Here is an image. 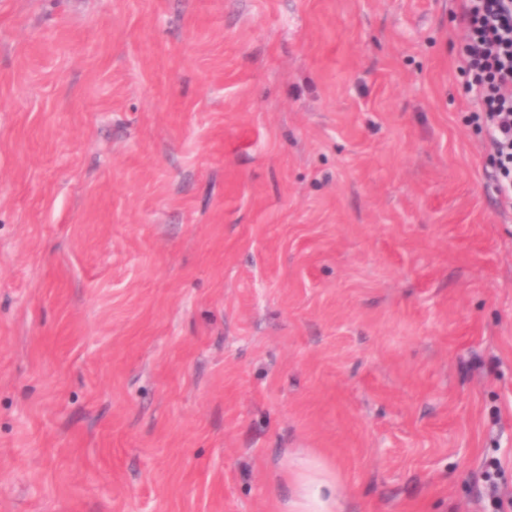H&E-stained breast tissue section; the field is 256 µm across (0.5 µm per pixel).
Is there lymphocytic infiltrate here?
Segmentation results:
<instances>
[{
    "instance_id": "obj_1",
    "label": "lymphocytic infiltrate",
    "mask_w": 512,
    "mask_h": 512,
    "mask_svg": "<svg viewBox=\"0 0 512 512\" xmlns=\"http://www.w3.org/2000/svg\"><path fill=\"white\" fill-rule=\"evenodd\" d=\"M462 22L460 70L478 106L473 119L490 134L500 193L512 207V0H463Z\"/></svg>"
}]
</instances>
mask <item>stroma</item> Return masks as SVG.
Wrapping results in <instances>:
<instances>
[{
    "instance_id": "1",
    "label": "stroma",
    "mask_w": 512,
    "mask_h": 512,
    "mask_svg": "<svg viewBox=\"0 0 512 512\" xmlns=\"http://www.w3.org/2000/svg\"><path fill=\"white\" fill-rule=\"evenodd\" d=\"M460 5L0 0V512H512ZM336 496V480L309 463L296 477L288 508L290 512H335Z\"/></svg>"
}]
</instances>
